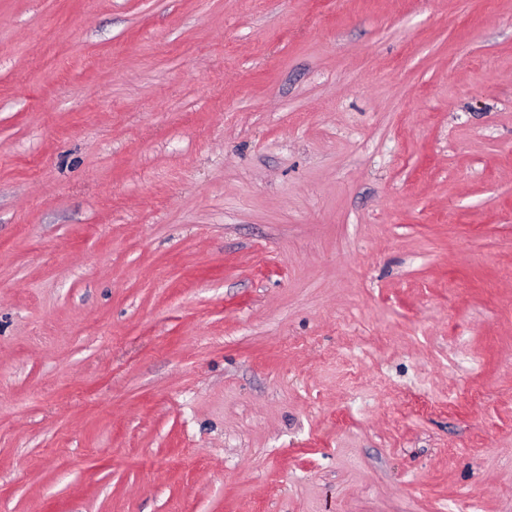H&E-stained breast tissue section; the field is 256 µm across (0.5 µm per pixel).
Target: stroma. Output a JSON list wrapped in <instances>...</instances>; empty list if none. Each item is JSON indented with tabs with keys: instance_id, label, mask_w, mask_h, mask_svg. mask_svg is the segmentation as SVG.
<instances>
[{
	"instance_id": "obj_1",
	"label": "stroma",
	"mask_w": 512,
	"mask_h": 512,
	"mask_svg": "<svg viewBox=\"0 0 512 512\" xmlns=\"http://www.w3.org/2000/svg\"><path fill=\"white\" fill-rule=\"evenodd\" d=\"M0 512H512V0H0Z\"/></svg>"
}]
</instances>
